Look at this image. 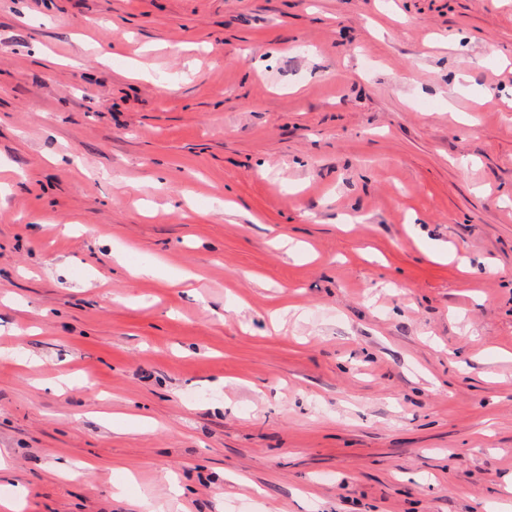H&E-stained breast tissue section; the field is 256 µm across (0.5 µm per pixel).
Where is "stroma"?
Here are the masks:
<instances>
[{
	"mask_svg": "<svg viewBox=\"0 0 512 512\" xmlns=\"http://www.w3.org/2000/svg\"><path fill=\"white\" fill-rule=\"evenodd\" d=\"M18 492L512 512V0H0Z\"/></svg>",
	"mask_w": 512,
	"mask_h": 512,
	"instance_id": "obj_1",
	"label": "stroma"
}]
</instances>
